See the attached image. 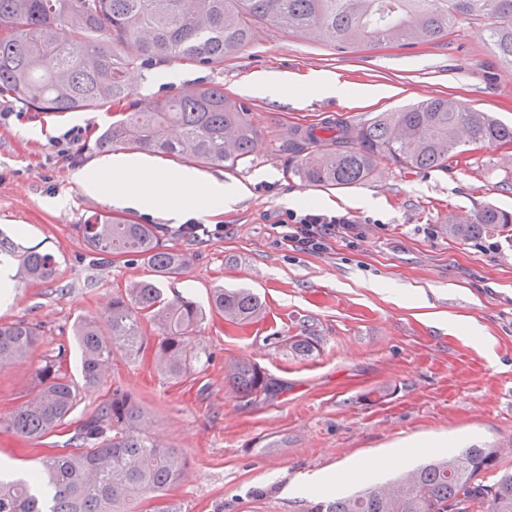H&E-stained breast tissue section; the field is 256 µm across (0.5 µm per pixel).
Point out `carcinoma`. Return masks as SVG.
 Wrapping results in <instances>:
<instances>
[{"label": "carcinoma", "mask_w": 512, "mask_h": 512, "mask_svg": "<svg viewBox=\"0 0 512 512\" xmlns=\"http://www.w3.org/2000/svg\"><path fill=\"white\" fill-rule=\"evenodd\" d=\"M462 19L480 20L488 43L512 64V0H0V94L41 112H84L122 104L120 118L97 136L94 148L118 145L178 155L203 165H235L250 157L262 131L251 108L203 82L160 101L133 98L131 78L192 63L210 71L275 27L344 49L396 43L414 47L448 37ZM327 141L323 151L309 145ZM512 144L508 126L452 97H435L381 112L367 122L328 121L288 136L290 172L316 187L370 179L381 165L402 169L448 168L462 145ZM512 214L486 205L447 227L466 242L502 232ZM93 254L144 260L151 278L112 296L106 326L82 320L75 328L81 352L77 383L58 357L34 368L35 392L6 420L7 428L38 440L73 412L81 390L106 377L117 353L147 354L163 378L178 381L210 359L196 332L206 312L187 297L167 299L161 278L186 272L192 255L166 248L157 227L126 216H97L80 225ZM0 256L18 258L17 274L0 283L51 281L58 262L49 252L25 248L0 235ZM210 310L224 320L250 324L265 315L250 288H216ZM154 327L149 339L144 325ZM39 341L25 321L0 323V366L17 363ZM300 358L321 348L308 328L285 339ZM224 387L246 406L273 395L275 382L248 355L224 361ZM71 451L46 456L30 479L0 478V512H177L166 500L187 474L188 460L165 444L131 393L117 387L82 420ZM512 436L495 444L448 450L398 478L371 483L348 496L313 503L307 512H512Z\"/></svg>", "instance_id": "1"}]
</instances>
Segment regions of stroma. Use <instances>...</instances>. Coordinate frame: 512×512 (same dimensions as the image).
<instances>
[{
	"label": "stroma",
	"instance_id": "obj_1",
	"mask_svg": "<svg viewBox=\"0 0 512 512\" xmlns=\"http://www.w3.org/2000/svg\"><path fill=\"white\" fill-rule=\"evenodd\" d=\"M174 71L177 83L136 87L137 98L220 83L251 107L263 136L245 162L202 168L205 177L250 188L219 219H206V233L192 240L162 213H136L157 225L165 247L193 254L186 274L160 286L202 306L212 289L247 286L265 301V316L243 326L208 317L199 337L211 359L184 380L119 356L56 432L37 442L7 430L40 360L65 350L78 375L75 323L104 321L113 294L148 270L124 255L92 261L80 231L89 217L119 210L72 179L100 160L92 145L115 113L36 112L0 95V233L59 262L55 280L21 285L0 304V322L40 329L26 360L0 368V468L21 473L55 453L117 386L133 392L164 440L188 458L185 480L168 493L179 512H306L311 501L358 490L362 479L394 477L433 446L512 436V236L465 243L446 233L452 212L463 218L487 204L512 212V145L468 146L445 169L382 166L368 182L343 188L286 175L280 149L294 128L329 118L361 123L438 96L512 124V79L481 26L464 20L447 38L413 48L340 51L268 28L221 70L185 63ZM263 73L286 79L281 97L254 92ZM314 75L337 77L354 97L306 90ZM376 88L388 97H364ZM69 132L78 142L66 140ZM366 196L376 206L363 205ZM291 212L348 216L359 235H336L321 253L284 246L274 226ZM470 324L481 327L480 338L467 335ZM303 326L323 338L319 354L304 360L282 346ZM239 355L280 380L282 392L246 406L232 399L224 362Z\"/></svg>",
	"mask_w": 512,
	"mask_h": 512
}]
</instances>
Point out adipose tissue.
<instances>
[{"label": "adipose tissue", "instance_id": "1", "mask_svg": "<svg viewBox=\"0 0 512 512\" xmlns=\"http://www.w3.org/2000/svg\"><path fill=\"white\" fill-rule=\"evenodd\" d=\"M82 193L102 197L133 210L160 212L180 223L206 214L218 216L237 202L247 188L239 182L204 179L194 169H170L125 155L102 159L73 174Z\"/></svg>", "mask_w": 512, "mask_h": 512}]
</instances>
